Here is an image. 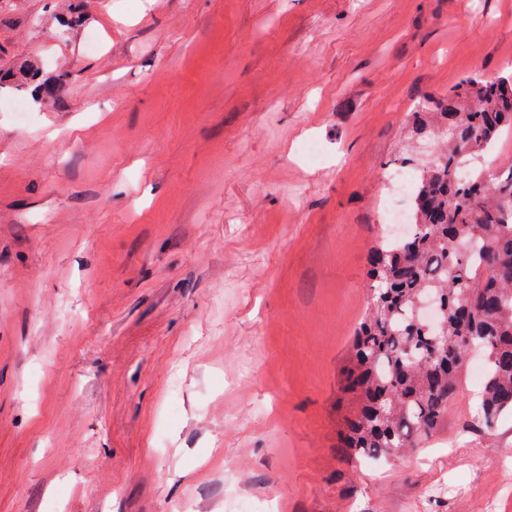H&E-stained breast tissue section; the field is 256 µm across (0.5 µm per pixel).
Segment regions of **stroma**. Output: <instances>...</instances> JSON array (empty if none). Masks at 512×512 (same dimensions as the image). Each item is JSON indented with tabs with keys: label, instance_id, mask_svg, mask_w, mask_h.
I'll return each instance as SVG.
<instances>
[{
	"label": "stroma",
	"instance_id": "obj_1",
	"mask_svg": "<svg viewBox=\"0 0 512 512\" xmlns=\"http://www.w3.org/2000/svg\"><path fill=\"white\" fill-rule=\"evenodd\" d=\"M62 2L0 0V68L69 73L0 107V512H512L481 355L421 447L338 436L407 115L512 72V0ZM85 0H70L64 13L57 16V35L76 45L79 31L89 22Z\"/></svg>",
	"mask_w": 512,
	"mask_h": 512
}]
</instances>
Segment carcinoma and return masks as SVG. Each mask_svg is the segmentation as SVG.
Segmentation results:
<instances>
[{"mask_svg":"<svg viewBox=\"0 0 512 512\" xmlns=\"http://www.w3.org/2000/svg\"><path fill=\"white\" fill-rule=\"evenodd\" d=\"M88 22L85 0H70L57 35L74 43ZM67 78L27 59L0 69V89L42 102ZM511 130L512 72L466 78L408 113L411 147L394 163L420 169L411 233L384 235L371 251L372 297L342 372L352 404L344 442L359 457H398L437 430L471 347L486 358L483 425L512 411V165L489 170L476 161ZM432 139L439 146L425 163L418 146Z\"/></svg>","mask_w":512,"mask_h":512,"instance_id":"obj_1","label":"carcinoma"}]
</instances>
